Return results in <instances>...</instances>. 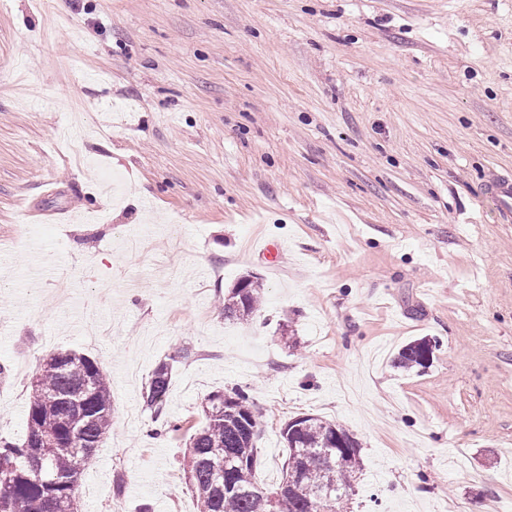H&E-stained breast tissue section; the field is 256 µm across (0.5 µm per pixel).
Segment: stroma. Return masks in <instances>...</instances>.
Listing matches in <instances>:
<instances>
[{
    "instance_id": "35a3bbf8",
    "label": "stroma",
    "mask_w": 512,
    "mask_h": 512,
    "mask_svg": "<svg viewBox=\"0 0 512 512\" xmlns=\"http://www.w3.org/2000/svg\"><path fill=\"white\" fill-rule=\"evenodd\" d=\"M508 174L512 0H0V438L73 349L112 386L78 512H198L186 442L233 387L264 485L312 414L361 444L351 512H512ZM489 194L496 200L501 211L512 214V176H501L488 185ZM259 277H240L224 295V315L230 320L247 322L263 311V285ZM436 341L422 337L406 344L398 353L396 367L404 371L426 369L436 350ZM172 378L171 367L160 362L153 370L151 377L142 393V407L150 411L154 418H159L168 399V391Z\"/></svg>"
}]
</instances>
